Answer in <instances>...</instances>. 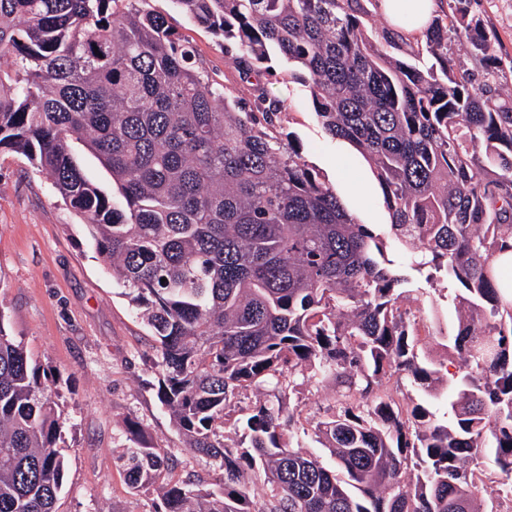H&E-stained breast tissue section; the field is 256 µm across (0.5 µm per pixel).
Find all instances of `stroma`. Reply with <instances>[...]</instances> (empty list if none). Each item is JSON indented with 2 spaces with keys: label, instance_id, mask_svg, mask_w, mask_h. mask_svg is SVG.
Returning <instances> with one entry per match:
<instances>
[{
  "label": "stroma",
  "instance_id": "1",
  "mask_svg": "<svg viewBox=\"0 0 512 512\" xmlns=\"http://www.w3.org/2000/svg\"><path fill=\"white\" fill-rule=\"evenodd\" d=\"M191 42L209 72L224 77V42L178 12L171 0H145ZM472 15L504 65L493 80L512 93V0H473ZM291 120L287 132L362 223L385 228L380 183L350 144L330 138L296 80L271 85ZM0 321L32 358L59 373L65 414L66 473L56 512H152L155 488H133L119 461L136 422L148 443L170 449L173 478L206 483L220 474L183 446L157 397L156 351L148 328L121 295L82 220L26 158L0 154Z\"/></svg>",
  "mask_w": 512,
  "mask_h": 512
}]
</instances>
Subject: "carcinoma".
<instances>
[{"label":"carcinoma","instance_id":"cac0c4a2","mask_svg":"<svg viewBox=\"0 0 512 512\" xmlns=\"http://www.w3.org/2000/svg\"><path fill=\"white\" fill-rule=\"evenodd\" d=\"M139 2L0 0V153L24 156L84 220L150 329L160 403L222 472L213 488L158 484L170 450L133 423L130 485L157 486L153 512H512V95L489 82L502 60L471 0H448L401 56L360 0H172L224 38L227 84ZM450 33L483 79L450 63ZM288 76L369 163L387 232L283 138L269 85ZM77 144L117 198L84 174ZM410 270L453 284L443 357L420 356L424 318L401 305ZM392 371L422 397L384 392ZM298 377L334 392L311 433L283 408ZM54 384L0 320V512H55ZM250 392L260 399L224 434ZM302 435L334 465L300 451ZM494 473L506 480L487 500Z\"/></svg>","mask_w":512,"mask_h":512}]
</instances>
